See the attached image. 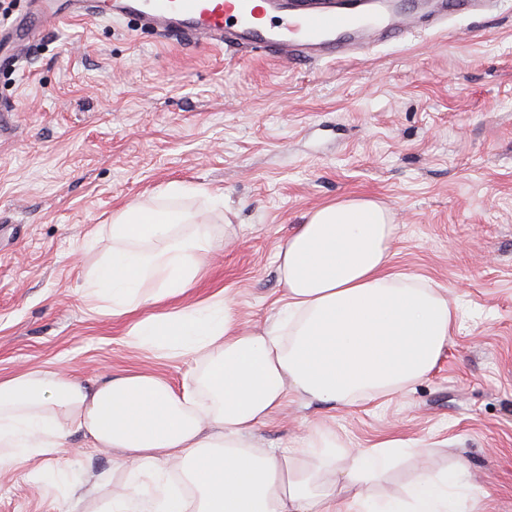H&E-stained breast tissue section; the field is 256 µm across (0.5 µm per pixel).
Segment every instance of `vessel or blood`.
<instances>
[{
    "instance_id": "1",
    "label": "vessel or blood",
    "mask_w": 512,
    "mask_h": 512,
    "mask_svg": "<svg viewBox=\"0 0 512 512\" xmlns=\"http://www.w3.org/2000/svg\"><path fill=\"white\" fill-rule=\"evenodd\" d=\"M499 0H38L8 29L13 45L68 19L112 18L165 36L214 47L232 42L253 53L292 62L337 61L349 53L396 41L416 27H437L453 16L487 12Z\"/></svg>"
}]
</instances>
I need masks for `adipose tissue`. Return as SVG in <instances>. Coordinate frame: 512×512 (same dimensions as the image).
<instances>
[{"label":"adipose tissue","instance_id":"1","mask_svg":"<svg viewBox=\"0 0 512 512\" xmlns=\"http://www.w3.org/2000/svg\"><path fill=\"white\" fill-rule=\"evenodd\" d=\"M112 250L89 271L91 310L123 316L179 298L202 273L213 236L190 213L135 205L106 227ZM396 227L386 206H322L278 247L285 292L275 318L253 330L224 292L141 318L130 344L197 358L174 387L146 371L86 385L55 369L0 378V466L65 447L82 434L113 450L108 512H459L460 468L425 474L404 495L371 493L412 447L343 448L316 432L302 451L254 447L249 434L289 394L335 406L395 393L429 374L456 323L428 283L388 270Z\"/></svg>","mask_w":512,"mask_h":512}]
</instances>
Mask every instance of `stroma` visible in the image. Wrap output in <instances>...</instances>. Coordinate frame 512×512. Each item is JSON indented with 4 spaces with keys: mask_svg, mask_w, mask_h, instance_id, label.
Returning a JSON list of instances; mask_svg holds the SVG:
<instances>
[{
    "mask_svg": "<svg viewBox=\"0 0 512 512\" xmlns=\"http://www.w3.org/2000/svg\"><path fill=\"white\" fill-rule=\"evenodd\" d=\"M179 182L223 194L175 201L213 225L192 292L232 297L261 327L282 295L276 253L316 207L369 197L391 212L390 270L459 308L435 369L405 391L336 409L288 397L258 448L400 439L375 489L464 463L463 512H512V0L336 63L170 42L117 21L47 26L0 69V377L59 368L84 383L148 369L181 385L189 362L133 348V316L90 311L81 288L111 248L102 225L162 205ZM112 455L79 434L0 467V512H101Z\"/></svg>",
    "mask_w": 512,
    "mask_h": 512,
    "instance_id": "obj_1",
    "label": "stroma"
}]
</instances>
